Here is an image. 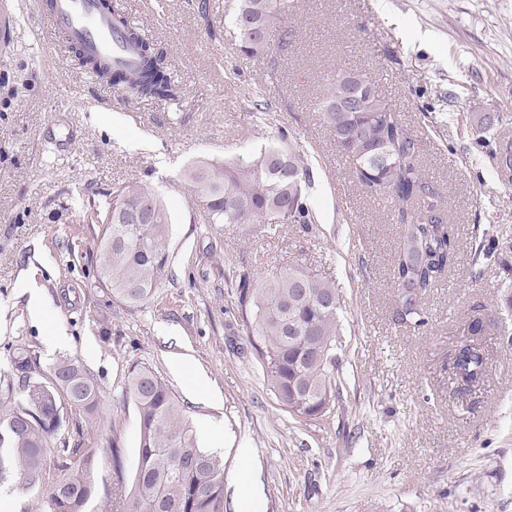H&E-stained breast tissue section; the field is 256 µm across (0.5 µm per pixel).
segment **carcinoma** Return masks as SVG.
I'll return each instance as SVG.
<instances>
[{"label": "carcinoma", "mask_w": 512, "mask_h": 512, "mask_svg": "<svg viewBox=\"0 0 512 512\" xmlns=\"http://www.w3.org/2000/svg\"><path fill=\"white\" fill-rule=\"evenodd\" d=\"M102 7L112 14L116 31L136 47L137 65L109 70L74 47L78 64L97 71L131 99L176 100L179 89L163 52L129 25L124 0H105ZM292 8L293 0H237L234 27L239 52L251 57L271 50L244 34L248 23L276 32L279 45L287 41L291 33L283 19ZM321 104L336 150L348 160L354 182L375 200L391 205L398 238L392 261L395 321L419 329L427 324L425 297L446 280L458 260L459 241L448 223L445 198L423 169L417 136L371 76L336 68ZM491 159L511 182L512 139L500 140ZM187 177L209 224H298L308 231L315 223L307 196L309 167L292 149L269 145L256 155L235 156L222 165L200 161L190 166ZM111 195L106 210L90 216L91 223L101 225L98 282L113 299L137 304L168 277L171 218L163 201L142 184L115 187ZM146 202L148 217L137 223L135 213ZM503 248L512 251V240L492 237L480 241L476 252L489 259ZM238 293L245 329L256 340L254 347L278 402L305 419L330 414L340 388L334 352L340 298L334 284L311 271L288 268L255 288L244 278ZM494 326L486 315L464 324L469 338L459 342L445 366L459 390L486 377L485 352L473 339ZM10 365L22 382V398L13 399L10 382L0 389V485L17 478L38 490L50 469L47 448L55 442L65 406L95 420L98 385L72 358L58 359L46 378L31 379L37 364L26 347L14 351ZM128 393L139 419L137 463L128 490L122 463L116 462L117 480L106 496H119L121 512H224L223 463L200 446L169 385L149 369L134 368ZM70 451L78 459L59 465L64 474L49 490V512H83L94 494L93 449Z\"/></svg>", "instance_id": "cac0c4a2"}]
</instances>
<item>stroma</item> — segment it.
<instances>
[{
	"label": "stroma",
	"instance_id": "35a3bbf8",
	"mask_svg": "<svg viewBox=\"0 0 512 512\" xmlns=\"http://www.w3.org/2000/svg\"><path fill=\"white\" fill-rule=\"evenodd\" d=\"M5 2L17 25L0 50V374L27 347L39 372L71 357L96 380L97 422L68 409L58 432L96 451L86 512H119L104 497L113 454L133 471L135 367L163 377L201 447L218 449L224 512L253 482L265 512H512V274L474 259L483 235L512 236V184L490 163L498 138L512 136V0H295L293 36L272 57L238 52L236 0H207L203 12L187 0H126L166 51L175 103L128 100L90 80L72 55H50L31 0ZM340 65L367 72L417 134L458 231L459 262L427 296L420 329L393 318V215L354 183L322 119ZM257 97L269 106L261 118ZM481 113L500 124L475 133ZM270 143L311 169V230L206 223L186 169ZM126 182L147 185L171 216L169 277L132 305L96 287L99 227L82 220ZM290 267L340 296L342 385L326 420L279 404L242 321L240 277L257 285ZM32 287L40 321L27 308ZM478 308L498 320L485 340L489 371L459 398L443 366ZM56 326L69 343L50 351ZM193 368L208 381L200 398Z\"/></svg>",
	"mask_w": 512,
	"mask_h": 512
}]
</instances>
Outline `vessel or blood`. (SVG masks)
Here are the masks:
<instances>
[{
    "instance_id": "obj_1",
    "label": "vessel or blood",
    "mask_w": 512,
    "mask_h": 512,
    "mask_svg": "<svg viewBox=\"0 0 512 512\" xmlns=\"http://www.w3.org/2000/svg\"><path fill=\"white\" fill-rule=\"evenodd\" d=\"M34 10L49 48L67 50L75 45L109 66L134 64L132 49L114 32L112 19L98 0H35Z\"/></svg>"
}]
</instances>
